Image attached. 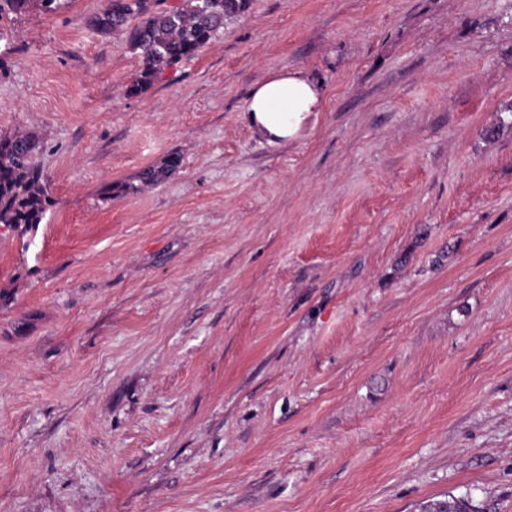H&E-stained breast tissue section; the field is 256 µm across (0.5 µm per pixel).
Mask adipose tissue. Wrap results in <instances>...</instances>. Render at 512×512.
<instances>
[{"label":"adipose tissue","instance_id":"1","mask_svg":"<svg viewBox=\"0 0 512 512\" xmlns=\"http://www.w3.org/2000/svg\"><path fill=\"white\" fill-rule=\"evenodd\" d=\"M322 107L317 86L294 70L264 76L254 83L246 101L255 132L271 142L294 137L308 114L321 111Z\"/></svg>","mask_w":512,"mask_h":512}]
</instances>
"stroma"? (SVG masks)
I'll return each mask as SVG.
<instances>
[{
  "label": "stroma",
  "mask_w": 512,
  "mask_h": 512,
  "mask_svg": "<svg viewBox=\"0 0 512 512\" xmlns=\"http://www.w3.org/2000/svg\"><path fill=\"white\" fill-rule=\"evenodd\" d=\"M103 4L0 21V512H512V0H249L136 94ZM245 107L257 135L272 143L294 137L310 112L321 111L323 98L301 72L284 70L255 82ZM39 149L32 132L0 135V224H39L52 205L48 183L34 162ZM181 164V158L178 155H169L159 165H150L144 168L140 175L139 181L142 185H156L173 170L177 169Z\"/></svg>",
  "instance_id": "obj_1"
}]
</instances>
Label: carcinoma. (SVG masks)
<instances>
[{
  "label": "carcinoma",
  "instance_id": "carcinoma-1",
  "mask_svg": "<svg viewBox=\"0 0 512 512\" xmlns=\"http://www.w3.org/2000/svg\"><path fill=\"white\" fill-rule=\"evenodd\" d=\"M66 0H0V19L38 10L53 13ZM164 0H106L92 20L99 32L120 34L139 63V77L129 88L139 93L159 75L196 55L224 28L225 18L244 10L248 0H180L162 7ZM39 138L32 132L0 135V224H39L52 205L49 186L34 162ZM181 164L170 155L144 168L139 181L156 185Z\"/></svg>",
  "mask_w": 512,
  "mask_h": 512
}]
</instances>
